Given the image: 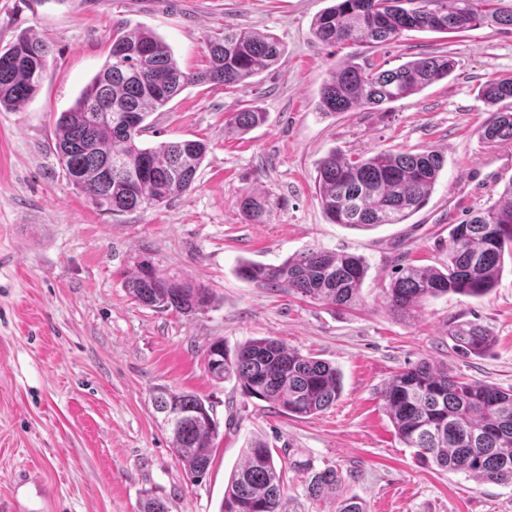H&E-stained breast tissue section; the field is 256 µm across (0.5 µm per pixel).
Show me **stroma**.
Here are the masks:
<instances>
[{"label":"stroma","mask_w":512,"mask_h":512,"mask_svg":"<svg viewBox=\"0 0 512 512\" xmlns=\"http://www.w3.org/2000/svg\"><path fill=\"white\" fill-rule=\"evenodd\" d=\"M330 0H0V48L20 33L50 41L43 84L17 112L0 111V512H140L143 498L167 512H219L248 439L268 443L285 468L288 512H336L305 495L294 461L341 471L347 495L367 512H512V484L487 483L417 459L405 448L380 392L398 371L430 358L455 375L512 388V271L480 298L428 299L392 314L384 290L396 264L440 266L448 233L492 204L512 179V142L488 143L492 109L480 96L512 76V29L461 34L407 32L379 46L327 47L311 34ZM153 29L182 69L209 64L210 36L232 27L276 35L285 53L255 84L193 86L149 113L141 141L201 140L208 150L191 188L158 208L106 214L76 191L55 152L54 125L106 61L117 29ZM457 67L418 94L334 116L318 109L330 64L356 55L386 69L428 54ZM256 106L266 122L245 135L226 127ZM433 149L444 167L419 212L365 230L330 223L315 190L332 149ZM264 188L283 200L250 224L241 195ZM364 257L352 309L260 288L239 261L276 265L310 246ZM147 257L206 285L213 309L186 317L132 300L124 280ZM473 321L494 338L482 356H460L452 322ZM275 337L335 365L343 391L326 411L283 415L235 381H211L204 353L214 341L236 351ZM195 392L214 406L219 436L203 482L191 481L156 413L153 392Z\"/></svg>","instance_id":"1"}]
</instances>
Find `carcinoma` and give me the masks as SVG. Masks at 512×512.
I'll return each instance as SVG.
<instances>
[{
    "label": "carcinoma",
    "mask_w": 512,
    "mask_h": 512,
    "mask_svg": "<svg viewBox=\"0 0 512 512\" xmlns=\"http://www.w3.org/2000/svg\"><path fill=\"white\" fill-rule=\"evenodd\" d=\"M512 29V9L498 0H333L311 24L315 39L338 43L385 44L407 31L457 33L479 26ZM47 41L20 35L0 50V109L19 110L39 91L48 68ZM209 66L184 71L171 47L153 30L112 35L106 62L55 121L56 149L69 182L105 212L162 206L196 180L207 146L199 140L144 146L147 114L165 107L191 85L244 86L274 67L283 55L271 34L226 28L208 42ZM455 61L443 54L421 57L394 68L360 66L354 58L332 66L318 91L325 116L355 108H374L417 94L448 77ZM484 101L497 107L483 127L487 142L512 141V77L493 78L481 88ZM266 120L250 106L227 124L249 131ZM444 158L422 152L379 149L370 155L331 151L317 169L316 194L333 224L376 228L401 224L426 206ZM282 200L268 190L246 192L241 211L250 224H265ZM512 259V180L497 201L456 224L448 237V262L441 267L401 264L386 288L387 308L397 316L413 313L430 298L448 293L481 297L495 285ZM364 260L349 253L310 247L278 265L244 261L237 275L259 288L310 298L334 308L362 301ZM139 304L159 311L194 316L214 307L211 289L185 281L143 258L125 279ZM448 335L464 353L480 356L492 345L489 331L472 322L448 325ZM206 358L222 366L208 370L213 380H236L242 390L297 418L315 415L339 398L341 376L331 363L306 356L278 338L251 339L234 355L224 342L212 343ZM381 398L395 434L423 460L484 482L512 481V390L480 380L463 381L429 359L394 374ZM157 412L183 414L170 430L171 445L191 479L201 482L212 465L219 435L213 405L192 391L160 387ZM243 462L231 473L219 512H287L283 467L268 444L255 439L243 450ZM311 472L306 496L339 502L336 512H366L354 497H344V478L334 468Z\"/></svg>",
    "instance_id": "cac0c4a2"
}]
</instances>
